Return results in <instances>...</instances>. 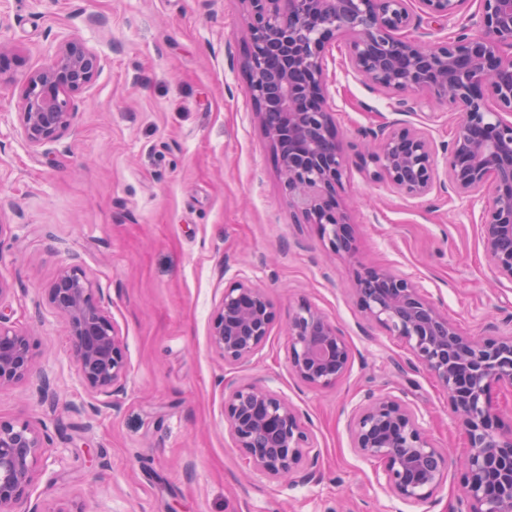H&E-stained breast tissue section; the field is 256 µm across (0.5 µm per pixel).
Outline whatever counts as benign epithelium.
Listing matches in <instances>:
<instances>
[{"mask_svg":"<svg viewBox=\"0 0 512 512\" xmlns=\"http://www.w3.org/2000/svg\"><path fill=\"white\" fill-rule=\"evenodd\" d=\"M247 9L246 93L278 160L291 205L315 224L332 250L357 255L356 236L337 188L351 160L327 102L325 54L348 40L347 65L386 93L425 95L455 106L456 133L439 167L430 135L406 122L368 133L357 153L377 184L412 198L436 189L481 202L480 235L498 278L512 282V0H482L478 16L453 36L431 42L404 35L418 26L408 0H242ZM426 15L457 24L466 0H418ZM96 53L78 39L60 42L50 60L26 73L19 127L38 147L75 126L76 95L97 77ZM354 295L365 317L409 347L413 360L448 391L467 431L461 491L466 512H512V431L490 402L496 386L512 388V333L468 336L409 277L359 266ZM68 324L81 385L103 404L127 377L124 339L103 305V290L77 264L63 267L47 292ZM277 317L267 295L238 281L224 289L209 327L213 353L228 365L248 362L265 345ZM288 365L303 383L338 382L353 361L351 346L320 310L300 305L288 316ZM34 369L29 330L0 312V387ZM224 417L236 448L255 471L305 483L314 444L298 409L265 386L229 387ZM353 447L381 466L384 485L424 507L448 475L449 452L434 446L410 403L368 394L354 409ZM49 437L26 421L0 420V512H40L28 495Z\"/></svg>","mask_w":512,"mask_h":512,"instance_id":"benign-epithelium-1","label":"benign epithelium"}]
</instances>
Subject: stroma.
<instances>
[{
  "label": "stroma",
  "mask_w": 512,
  "mask_h": 512,
  "mask_svg": "<svg viewBox=\"0 0 512 512\" xmlns=\"http://www.w3.org/2000/svg\"><path fill=\"white\" fill-rule=\"evenodd\" d=\"M77 37L101 71L77 98L72 131L33 147L19 131L25 73ZM240 0H0V43L18 64L0 76V304L33 331L35 367L0 388V419L46 426L51 451L31 490L50 512H420L391 494L350 437L367 393L405 395L435 447L467 444L447 392L408 369L405 344L368 321L350 291L354 267L316 225L288 206L273 151L253 117L243 66ZM344 39L326 60L328 103L343 147L397 120L403 95L349 71ZM451 109L417 101L408 122L435 145L451 140ZM358 257L424 288L465 334L507 330L512 283L497 281L468 199L385 190L350 168ZM94 278L124 338L128 374L111 404L78 381L69 327L46 290L71 261ZM245 281L278 310L264 347L224 364L208 341L225 287ZM342 330L355 358L346 375L310 387L288 369V316L300 303ZM50 380L62 404L41 400ZM262 384L286 396L312 433L316 477L274 480L250 468L224 418L229 386Z\"/></svg>",
  "instance_id": "obj_1"
}]
</instances>
